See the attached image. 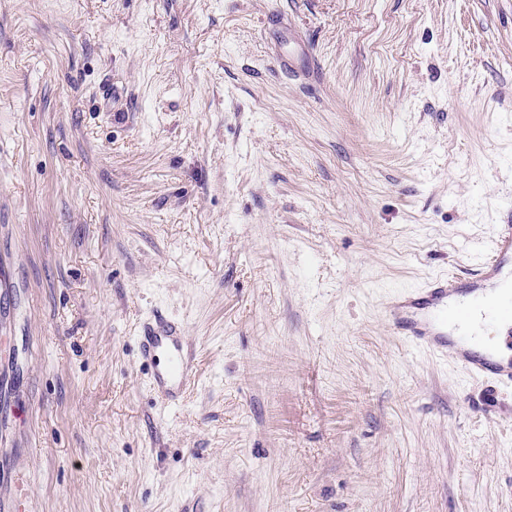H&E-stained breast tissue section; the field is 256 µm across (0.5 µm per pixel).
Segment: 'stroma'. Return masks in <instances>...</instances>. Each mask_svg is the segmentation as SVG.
Segmentation results:
<instances>
[{
    "mask_svg": "<svg viewBox=\"0 0 512 512\" xmlns=\"http://www.w3.org/2000/svg\"><path fill=\"white\" fill-rule=\"evenodd\" d=\"M511 215L512 0H0V512H512V388L383 311ZM140 353L151 367L150 386L169 402L177 403L197 375L196 353L182 329L169 323L161 311H154L144 324Z\"/></svg>",
    "mask_w": 512,
    "mask_h": 512,
    "instance_id": "1",
    "label": "stroma"
}]
</instances>
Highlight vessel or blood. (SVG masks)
Here are the masks:
<instances>
[{
	"instance_id": "obj_1",
	"label": "vessel or blood",
	"mask_w": 512,
	"mask_h": 512,
	"mask_svg": "<svg viewBox=\"0 0 512 512\" xmlns=\"http://www.w3.org/2000/svg\"><path fill=\"white\" fill-rule=\"evenodd\" d=\"M512 268V224L499 225L493 249L483 263L481 275L463 279L442 275L426 287L391 297L385 313L394 333L405 343L436 353L451 354L466 372L512 386V356L480 348L473 334L463 327L474 314L502 319L512 315V290L490 300L486 282ZM140 353L151 368L150 386L169 402H179L197 375L196 353L181 328L154 311L144 324Z\"/></svg>"
}]
</instances>
